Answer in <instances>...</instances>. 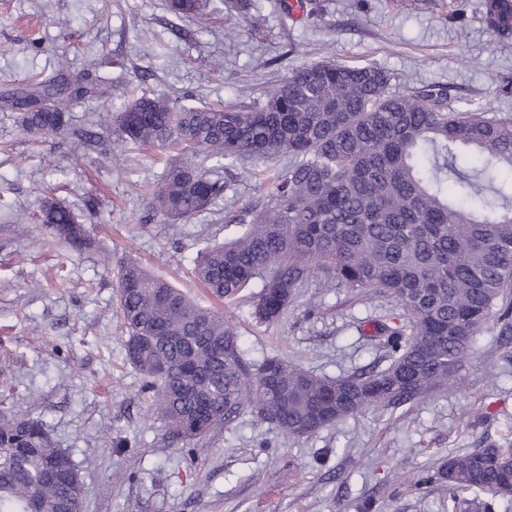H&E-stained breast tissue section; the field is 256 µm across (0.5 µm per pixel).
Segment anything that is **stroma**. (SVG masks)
<instances>
[{
  "label": "stroma",
  "mask_w": 512,
  "mask_h": 512,
  "mask_svg": "<svg viewBox=\"0 0 512 512\" xmlns=\"http://www.w3.org/2000/svg\"><path fill=\"white\" fill-rule=\"evenodd\" d=\"M257 0V19L181 20L164 0H0V94L34 75L77 79L112 58L113 80L136 93L250 103L297 68L322 60L375 66L388 90L442 88L460 109L512 111V36L490 28L485 0ZM236 29L225 38V29ZM120 100L71 108L74 132L32 145L0 110V359L10 360L17 411L47 423L81 471L83 512H481L471 492L418 485L448 456L512 448V349L495 324L475 336L449 386L388 410H369L290 439L244 412L206 445L173 440L149 409L125 360L115 309L117 261L131 257L198 304L219 306L246 357L278 354L317 375L388 364L385 339L361 326L403 323L388 294L363 301L317 283L300 289L276 324L259 325L240 300L214 303L193 268L232 236L224 207L260 203L266 191L247 161L220 171L223 197L187 224L142 222L149 189L179 150H125L116 161L85 150L75 131L112 127ZM92 241L77 254L37 217L46 184ZM29 222L17 224L18 215ZM114 264L105 267L103 253Z\"/></svg>",
  "instance_id": "35a3bbf8"
}]
</instances>
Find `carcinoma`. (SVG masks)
<instances>
[{"mask_svg": "<svg viewBox=\"0 0 512 512\" xmlns=\"http://www.w3.org/2000/svg\"><path fill=\"white\" fill-rule=\"evenodd\" d=\"M165 7L196 20L205 3L165 0ZM388 83L378 67L313 62L261 103L179 106L155 94L115 113V138L184 153L149 189L153 218L186 222L224 195L218 170L265 163L266 202L226 208L224 223L239 232L195 265L212 295L237 299L258 280L252 316L273 324L297 289L319 281L390 294L409 324L406 333L374 322L387 336L389 364L380 370L329 378L277 355L249 362L223 313L128 260L118 278L126 358L146 378L150 408L171 437L197 443L246 409L286 437H308L448 385L493 317L512 344V113L458 110L432 86L392 94ZM21 92L46 102L17 116L35 142L63 134L78 100L129 95L97 71L73 83L36 80ZM283 156L288 165L279 167ZM39 221L74 252L90 245L84 225L53 198ZM46 461L60 465V479H42ZM437 475L454 494L509 496L512 448L454 455ZM35 509H83L80 469L44 421L0 408V512Z\"/></svg>", "mask_w": 512, "mask_h": 512, "instance_id": "cac0c4a2", "label": "carcinoma"}]
</instances>
